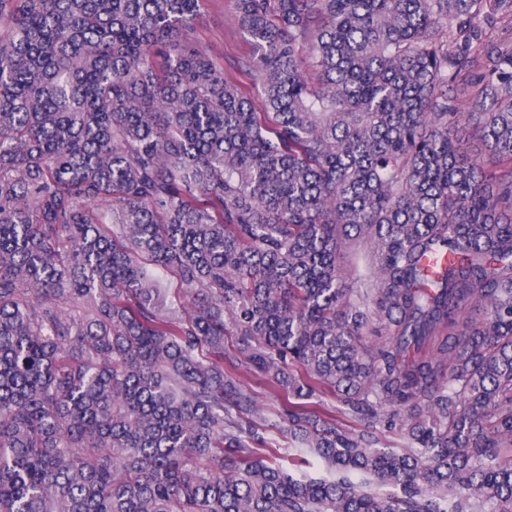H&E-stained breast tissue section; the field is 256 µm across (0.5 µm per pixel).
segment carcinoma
Instances as JSON below:
<instances>
[{"label":"carcinoma","mask_w":512,"mask_h":512,"mask_svg":"<svg viewBox=\"0 0 512 512\" xmlns=\"http://www.w3.org/2000/svg\"><path fill=\"white\" fill-rule=\"evenodd\" d=\"M488 1L234 0L259 111L203 0H0V512H512ZM234 0H205L195 27L209 55L224 68L231 80H242L244 67L252 55L234 11ZM244 384L253 392L258 406L269 414H277L282 410L284 399L274 396L266 384L265 379L256 374H248L243 377Z\"/></svg>","instance_id":"1"}]
</instances>
